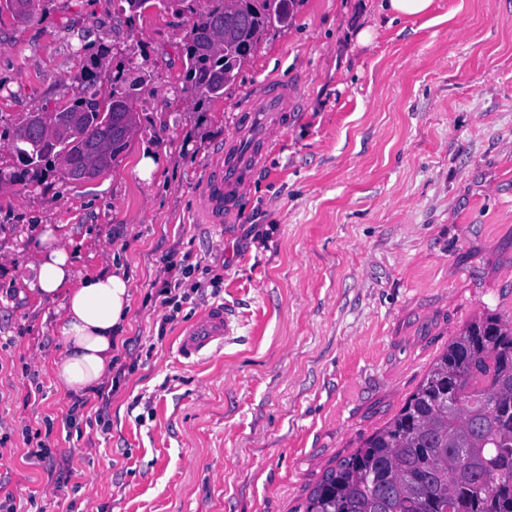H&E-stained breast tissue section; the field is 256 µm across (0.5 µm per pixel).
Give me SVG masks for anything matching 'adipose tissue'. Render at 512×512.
<instances>
[{"label": "adipose tissue", "instance_id": "obj_1", "mask_svg": "<svg viewBox=\"0 0 512 512\" xmlns=\"http://www.w3.org/2000/svg\"><path fill=\"white\" fill-rule=\"evenodd\" d=\"M37 262L29 283L32 294L63 300L56 333L65 350L52 362L58 383L71 393L100 385L112 371V348L129 312L131 279L121 267L82 276L54 231L36 246Z\"/></svg>", "mask_w": 512, "mask_h": 512}]
</instances>
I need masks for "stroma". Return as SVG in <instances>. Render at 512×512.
Segmentation results:
<instances>
[{"mask_svg":"<svg viewBox=\"0 0 512 512\" xmlns=\"http://www.w3.org/2000/svg\"><path fill=\"white\" fill-rule=\"evenodd\" d=\"M191 25L113 0L0 13V131L72 105L89 68L102 95L118 72L149 76L108 173L0 186V476L16 512H303L462 328L512 316V0H433L419 16L297 0L201 109L184 90ZM269 82L301 104L237 214L201 223V179ZM48 226L77 270L115 261L132 281L126 369L101 419L97 390L51 372L62 299L23 283ZM172 259L202 286L174 316L159 296ZM215 303L233 335L183 358L180 331ZM37 433L70 457L67 487L27 458Z\"/></svg>","mask_w":512,"mask_h":512,"instance_id":"obj_1","label":"stroma"}]
</instances>
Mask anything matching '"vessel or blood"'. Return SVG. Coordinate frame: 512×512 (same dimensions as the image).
<instances>
[{
  "instance_id": "obj_1",
  "label": "vessel or blood",
  "mask_w": 512,
  "mask_h": 512,
  "mask_svg": "<svg viewBox=\"0 0 512 512\" xmlns=\"http://www.w3.org/2000/svg\"><path fill=\"white\" fill-rule=\"evenodd\" d=\"M297 99L294 89L273 84L262 86L251 96L236 116L217 162L203 176L199 213L204 223L220 224L234 213L269 145L287 126L288 107ZM231 334V320L223 305H211L186 330L179 344L180 354L186 359L201 357L223 347Z\"/></svg>"
}]
</instances>
